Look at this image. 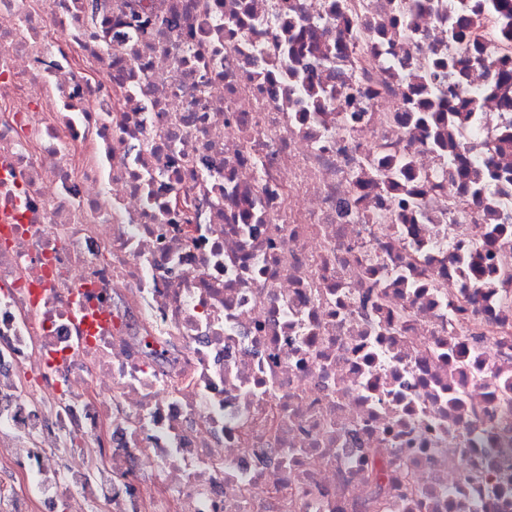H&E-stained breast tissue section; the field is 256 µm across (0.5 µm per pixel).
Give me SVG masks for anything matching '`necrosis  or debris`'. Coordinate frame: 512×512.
<instances>
[{"mask_svg": "<svg viewBox=\"0 0 512 512\" xmlns=\"http://www.w3.org/2000/svg\"><path fill=\"white\" fill-rule=\"evenodd\" d=\"M15 465L0 512H512V0H0Z\"/></svg>", "mask_w": 512, "mask_h": 512, "instance_id": "obj_1", "label": "necrosis or debris"}]
</instances>
